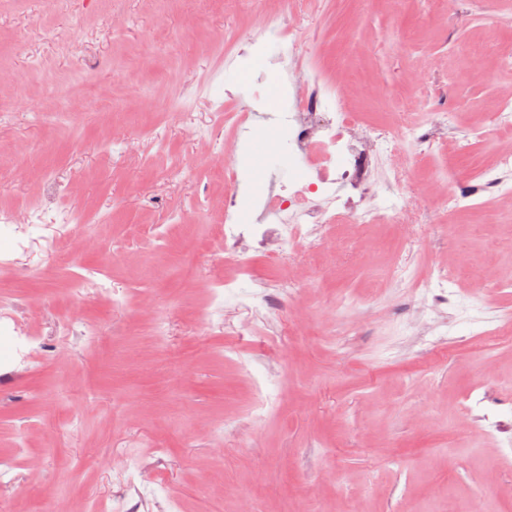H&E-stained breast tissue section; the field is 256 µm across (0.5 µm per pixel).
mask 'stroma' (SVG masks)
Wrapping results in <instances>:
<instances>
[{"mask_svg":"<svg viewBox=\"0 0 512 512\" xmlns=\"http://www.w3.org/2000/svg\"><path fill=\"white\" fill-rule=\"evenodd\" d=\"M301 18L278 38L261 34L280 0H0V212L25 229L17 251L0 236V295L23 297L20 330L39 336L40 364L11 369L0 341V470L5 512H113L126 494L118 462L140 449L158 476L150 496L177 512H512V467L500 457L512 436V339L496 341L485 369L474 331L494 324L512 294V201L477 210L429 197L457 170L492 166L512 151L500 104L512 98V0L489 18L480 0H301ZM462 15L450 26L449 12ZM262 39L266 53H237ZM313 67L332 89L328 111L362 115L387 137L371 172L375 205L402 207L398 226L374 224L360 238L337 225L326 238L347 250L274 258L263 281L307 266L295 309L255 313L224 295L211 326L215 244L224 221L230 163L243 184L237 220L252 222L268 177L284 179L286 139L255 112L288 111V75ZM76 76L91 99H63ZM263 80L254 100L251 86ZM454 83L443 101L446 135L428 152L406 135L414 113ZM486 137L472 139V126ZM111 250L109 292L85 285L54 253L75 222ZM194 224L196 237L181 227ZM192 254L182 288L148 280ZM398 263L448 305L408 315L409 290L375 275ZM153 293L169 320L157 344L137 300ZM64 306L35 314L28 300ZM408 326H380L389 315ZM100 321V339L63 332L66 318ZM280 374L271 408L249 419L267 365ZM486 384L501 434L475 430L461 402ZM234 426L214 440L220 418Z\"/></svg>","mask_w":512,"mask_h":512,"instance_id":"obj_1","label":"stroma"}]
</instances>
